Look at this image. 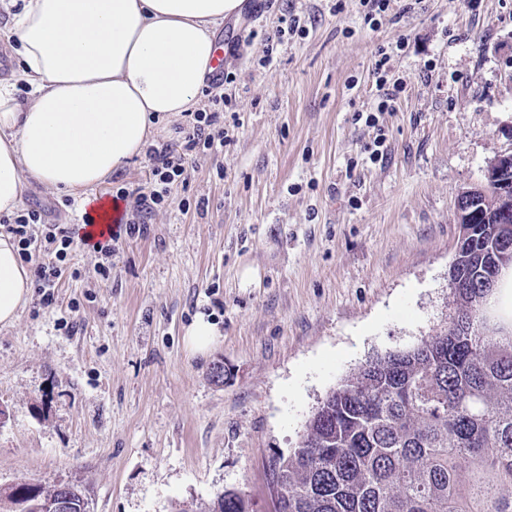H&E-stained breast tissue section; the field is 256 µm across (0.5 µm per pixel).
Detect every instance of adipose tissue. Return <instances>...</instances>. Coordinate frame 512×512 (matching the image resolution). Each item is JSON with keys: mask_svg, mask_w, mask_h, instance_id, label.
<instances>
[{"mask_svg": "<svg viewBox=\"0 0 512 512\" xmlns=\"http://www.w3.org/2000/svg\"><path fill=\"white\" fill-rule=\"evenodd\" d=\"M243 0H23L13 14L30 88L0 85V213L28 180L79 198L103 219L118 203L95 189L143 157L156 120L194 111L215 51V29ZM33 281L0 233V323L11 324Z\"/></svg>", "mask_w": 512, "mask_h": 512, "instance_id": "obj_1", "label": "adipose tissue"}]
</instances>
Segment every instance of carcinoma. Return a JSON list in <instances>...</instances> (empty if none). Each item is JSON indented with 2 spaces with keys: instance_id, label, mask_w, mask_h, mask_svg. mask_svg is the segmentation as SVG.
I'll return each instance as SVG.
<instances>
[{
  "instance_id": "carcinoma-1",
  "label": "carcinoma",
  "mask_w": 512,
  "mask_h": 512,
  "mask_svg": "<svg viewBox=\"0 0 512 512\" xmlns=\"http://www.w3.org/2000/svg\"><path fill=\"white\" fill-rule=\"evenodd\" d=\"M451 288L456 323L354 369L314 409L297 448L266 465L275 512H512V317L480 288L512 239L497 189ZM0 512H89L75 484L0 488ZM200 512H245L226 491Z\"/></svg>"
}]
</instances>
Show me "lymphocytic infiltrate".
<instances>
[{
    "instance_id": "1",
    "label": "lymphocytic infiltrate",
    "mask_w": 512,
    "mask_h": 512,
    "mask_svg": "<svg viewBox=\"0 0 512 512\" xmlns=\"http://www.w3.org/2000/svg\"><path fill=\"white\" fill-rule=\"evenodd\" d=\"M181 133L178 141H163L149 147L148 186L116 189L114 198L124 202L125 213L117 228L109 231L104 239L95 241L67 225L46 223L42 211L37 209L15 216L8 230L19 256L33 266L34 286L43 302H52L54 289L74 245L80 244L94 253L111 257L121 236L143 234L154 213L168 205L171 187L187 181L195 168L197 152H214L224 144V123L216 110L195 112Z\"/></svg>"
}]
</instances>
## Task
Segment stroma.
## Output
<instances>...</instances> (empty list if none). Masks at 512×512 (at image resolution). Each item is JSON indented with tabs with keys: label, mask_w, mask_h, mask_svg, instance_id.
<instances>
[{
	"label": "stroma",
	"mask_w": 512,
	"mask_h": 512,
	"mask_svg": "<svg viewBox=\"0 0 512 512\" xmlns=\"http://www.w3.org/2000/svg\"><path fill=\"white\" fill-rule=\"evenodd\" d=\"M285 5L307 31L268 61ZM246 10L217 28L223 152L119 240L108 279L89 284L100 257L75 248L80 278L0 326V487L72 483L90 512H199L236 490L265 512V463L329 390L452 314L457 196L512 149V0H394L374 25L359 0ZM382 47L405 84L393 112L376 109ZM23 205L81 222L35 181ZM201 313L223 332L205 358L183 342Z\"/></svg>",
	"instance_id": "35a3bbf8"
}]
</instances>
